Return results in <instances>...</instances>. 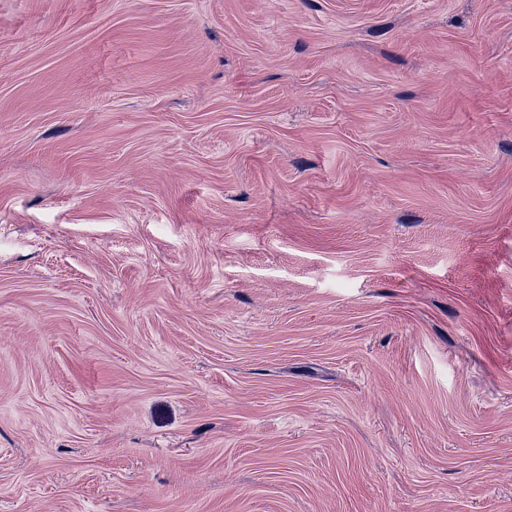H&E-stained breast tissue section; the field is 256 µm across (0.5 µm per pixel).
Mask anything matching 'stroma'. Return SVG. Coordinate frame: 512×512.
I'll use <instances>...</instances> for the list:
<instances>
[{
  "mask_svg": "<svg viewBox=\"0 0 512 512\" xmlns=\"http://www.w3.org/2000/svg\"><path fill=\"white\" fill-rule=\"evenodd\" d=\"M0 512H512V0H0Z\"/></svg>",
  "mask_w": 512,
  "mask_h": 512,
  "instance_id": "stroma-1",
  "label": "stroma"
}]
</instances>
